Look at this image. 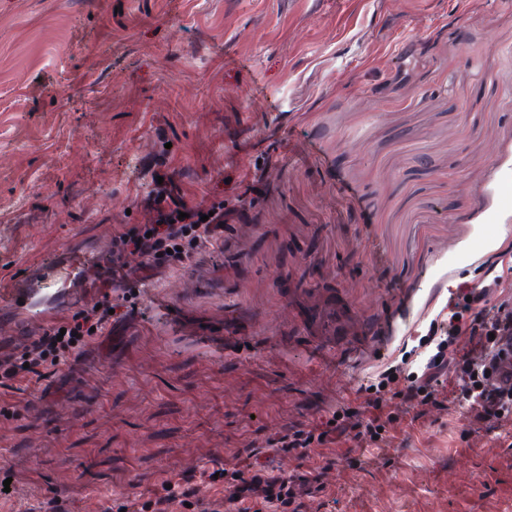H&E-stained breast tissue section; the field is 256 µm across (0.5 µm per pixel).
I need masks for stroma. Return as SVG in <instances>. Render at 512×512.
Returning <instances> with one entry per match:
<instances>
[{
  "label": "stroma",
  "mask_w": 512,
  "mask_h": 512,
  "mask_svg": "<svg viewBox=\"0 0 512 512\" xmlns=\"http://www.w3.org/2000/svg\"><path fill=\"white\" fill-rule=\"evenodd\" d=\"M173 198L223 207L221 264L114 291L136 320L48 397L0 386V512L223 496L239 450L361 406L457 284L512 265V0H0V286ZM352 451L308 448L305 512H512V432L461 411Z\"/></svg>",
  "instance_id": "35a3bbf8"
}]
</instances>
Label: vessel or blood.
Returning <instances> with one entry per match:
<instances>
[{
	"label": "vessel or blood",
	"mask_w": 512,
	"mask_h": 512,
	"mask_svg": "<svg viewBox=\"0 0 512 512\" xmlns=\"http://www.w3.org/2000/svg\"><path fill=\"white\" fill-rule=\"evenodd\" d=\"M111 261V248L70 245L39 268L24 271L15 288L0 291V335L22 339L49 325L51 308H73L95 296L92 274Z\"/></svg>",
	"instance_id": "obj_1"
}]
</instances>
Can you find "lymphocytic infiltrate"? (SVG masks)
Returning a JSON list of instances; mask_svg holds the SVG:
<instances>
[{"instance_id": "1", "label": "lymphocytic infiltrate", "mask_w": 512, "mask_h": 512, "mask_svg": "<svg viewBox=\"0 0 512 512\" xmlns=\"http://www.w3.org/2000/svg\"><path fill=\"white\" fill-rule=\"evenodd\" d=\"M112 252L139 255L137 271L149 279L171 266L186 267L196 255L224 252V212L198 224L180 223L176 215L162 217L158 224H135L112 238ZM125 264L112 263L96 274L106 285L100 309L54 322L29 336L21 348L0 357V386L19 377L54 375L78 361L91 335L111 333L122 316L112 313V292L126 288L130 276ZM501 275L477 285L463 284L448 300L446 319L433 323L420 343L423 357L393 360L376 383L365 386L362 409H343L334 422L319 431H285L269 438L276 455L305 457L312 444L347 436L358 448H381L387 429L416 408L430 406L447 410L464 408L470 424L494 419H512V390L500 395L488 392L489 373L498 360L512 354V304H490L489 295L500 287ZM451 372L453 392H446L441 377ZM319 477L303 471L290 477L273 473L253 450H244L227 468L224 494L219 498L199 496L195 488H160L150 497L127 496L125 512H304L306 497L319 493Z\"/></svg>"}]
</instances>
